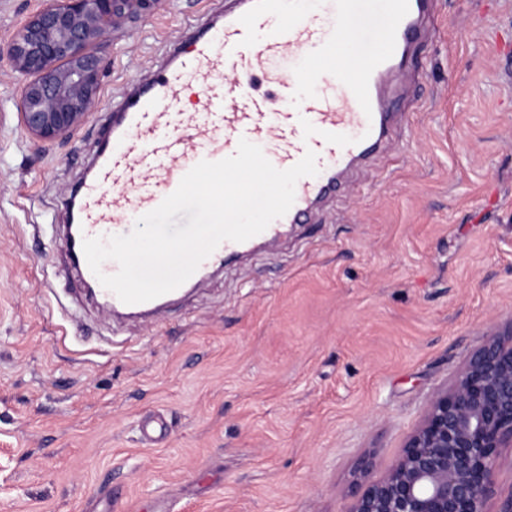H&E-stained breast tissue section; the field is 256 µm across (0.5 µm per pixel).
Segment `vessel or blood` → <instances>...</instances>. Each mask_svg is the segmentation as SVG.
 <instances>
[{"mask_svg": "<svg viewBox=\"0 0 512 512\" xmlns=\"http://www.w3.org/2000/svg\"><path fill=\"white\" fill-rule=\"evenodd\" d=\"M366 0H233L177 48L172 62L113 109L94 173L77 188L67 251L86 281L87 237L132 232L183 176L203 160L234 155L240 139L258 145L277 169L307 151L319 172L300 178L288 212L243 242L223 241L197 275L278 241L284 227L313 223L322 205L351 190L350 176L387 151L403 122L401 100L420 83L414 59L432 34L434 0H383L386 23L374 47L343 55ZM208 99L207 112H184L175 96L186 82ZM98 295L116 312L153 314L184 295L176 288L126 304L105 287Z\"/></svg>", "mask_w": 512, "mask_h": 512, "instance_id": "vessel-or-blood-1", "label": "vessel or blood"}]
</instances>
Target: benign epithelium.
<instances>
[{
    "label": "benign epithelium",
    "mask_w": 512,
    "mask_h": 512,
    "mask_svg": "<svg viewBox=\"0 0 512 512\" xmlns=\"http://www.w3.org/2000/svg\"><path fill=\"white\" fill-rule=\"evenodd\" d=\"M159 0H41L0 52L22 77L19 126L40 149L86 120L100 90L112 31ZM512 448V323L488 332L379 480L360 486L350 512H512L499 509L500 451Z\"/></svg>",
    "instance_id": "obj_1"
}]
</instances>
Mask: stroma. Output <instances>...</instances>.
Listing matches in <instances>:
<instances>
[{
  "instance_id": "1",
  "label": "stroma",
  "mask_w": 512,
  "mask_h": 512,
  "mask_svg": "<svg viewBox=\"0 0 512 512\" xmlns=\"http://www.w3.org/2000/svg\"><path fill=\"white\" fill-rule=\"evenodd\" d=\"M211 0H165L106 53L100 99L37 151L0 58V512H349L434 394L512 322V0H437L401 147L354 194L157 319L89 298L63 239L112 99ZM161 414L154 443L140 424ZM373 455L375 467L357 465Z\"/></svg>"
}]
</instances>
